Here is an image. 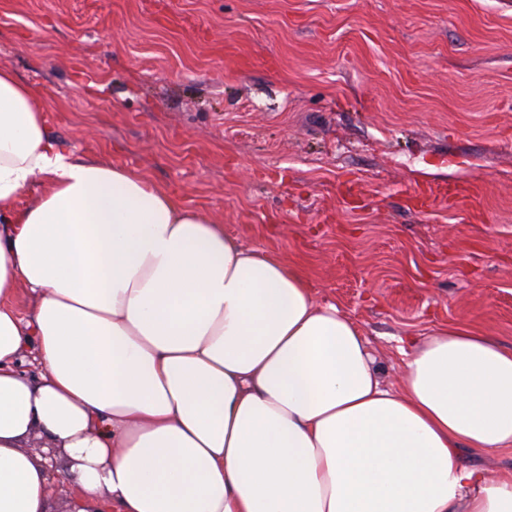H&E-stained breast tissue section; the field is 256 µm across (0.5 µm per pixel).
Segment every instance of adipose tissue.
I'll list each match as a JSON object with an SVG mask.
<instances>
[{
	"instance_id": "ef3b65f1",
	"label": "adipose tissue",
	"mask_w": 512,
	"mask_h": 512,
	"mask_svg": "<svg viewBox=\"0 0 512 512\" xmlns=\"http://www.w3.org/2000/svg\"><path fill=\"white\" fill-rule=\"evenodd\" d=\"M0 64V512H512V348L445 325L386 384L302 269L58 151ZM26 290V313L14 308ZM460 457L465 464L484 467L493 474L512 471V452L510 451L486 454L471 448H463L460 449ZM69 463L65 457L56 455L53 471V481L50 488V498L54 511H64L68 497L74 493V487L68 480Z\"/></svg>"
}]
</instances>
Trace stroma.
I'll return each mask as SVG.
<instances>
[{"mask_svg":"<svg viewBox=\"0 0 512 512\" xmlns=\"http://www.w3.org/2000/svg\"><path fill=\"white\" fill-rule=\"evenodd\" d=\"M1 63L63 153L298 265L386 381L445 324L512 348V0H0Z\"/></svg>","mask_w":512,"mask_h":512,"instance_id":"stroma-1","label":"stroma"}]
</instances>
